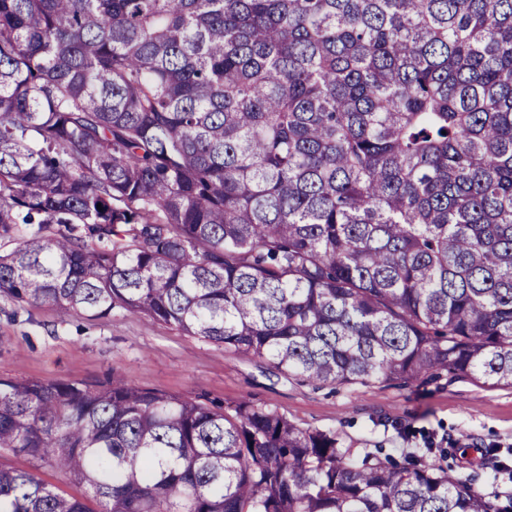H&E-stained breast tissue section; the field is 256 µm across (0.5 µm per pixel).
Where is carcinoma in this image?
Returning a JSON list of instances; mask_svg holds the SVG:
<instances>
[{"instance_id": "cac0c4a2", "label": "carcinoma", "mask_w": 512, "mask_h": 512, "mask_svg": "<svg viewBox=\"0 0 512 512\" xmlns=\"http://www.w3.org/2000/svg\"><path fill=\"white\" fill-rule=\"evenodd\" d=\"M2 240L19 305L512 387V0H0ZM0 449L85 489L0 465V512H512L118 378L0 379ZM34 472L43 483L64 495L75 497L84 496L83 488L72 483L66 476L56 470L51 468H41Z\"/></svg>"}]
</instances>
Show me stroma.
I'll return each mask as SVG.
<instances>
[{
	"label": "stroma",
	"mask_w": 512,
	"mask_h": 512,
	"mask_svg": "<svg viewBox=\"0 0 512 512\" xmlns=\"http://www.w3.org/2000/svg\"><path fill=\"white\" fill-rule=\"evenodd\" d=\"M119 377L140 388L247 399L302 428L334 432L354 457L411 454L472 478L489 496L512 494V389L435 375L421 387L373 380L318 384L268 361L115 312L91 320L0 296V378L98 385Z\"/></svg>",
	"instance_id": "35a3bbf8"
}]
</instances>
